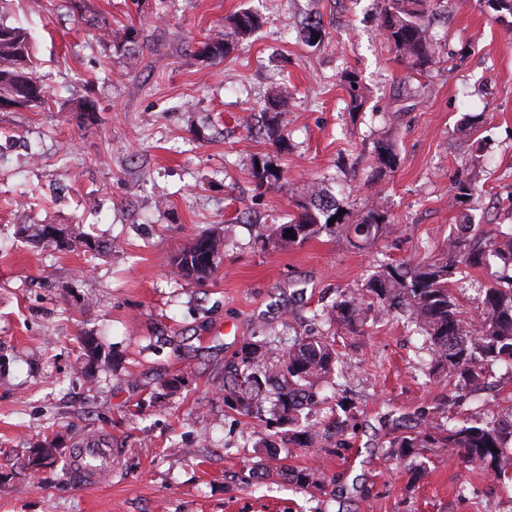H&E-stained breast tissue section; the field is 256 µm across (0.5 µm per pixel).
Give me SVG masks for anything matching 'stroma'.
<instances>
[{
	"label": "stroma",
	"mask_w": 512,
	"mask_h": 512,
	"mask_svg": "<svg viewBox=\"0 0 512 512\" xmlns=\"http://www.w3.org/2000/svg\"><path fill=\"white\" fill-rule=\"evenodd\" d=\"M428 5L433 60L414 68L385 39L383 0H85L80 12L0 0V21L28 30L49 94L0 109V512H512V490L454 449L393 455L398 422L448 408L399 319L343 333L349 376L322 395L351 408L314 447L276 436L274 453L253 447L250 419L219 389L251 339L275 356L295 333L321 331L313 311L360 287L375 259L410 262L423 243L437 255L470 219L512 224V23L482 0ZM244 9L261 28L203 60V42ZM92 15L135 27L136 52L116 53ZM315 16L324 35L310 45L300 31ZM351 75L365 88L357 109ZM85 99L95 111H77ZM381 140L394 168L376 162ZM263 160L280 172L264 186L252 176ZM461 180L481 196L453 200ZM316 181L347 207L379 203L395 232L358 248L326 232L264 244L263 227L285 223ZM22 224L71 225L117 248L61 251L19 235ZM204 229L223 235L224 253L195 283L171 260ZM88 336L103 345L92 383ZM94 432L123 455L109 486L88 489L66 458ZM39 439L57 449L36 478ZM272 455L316 486L265 471Z\"/></svg>",
	"instance_id": "1"
}]
</instances>
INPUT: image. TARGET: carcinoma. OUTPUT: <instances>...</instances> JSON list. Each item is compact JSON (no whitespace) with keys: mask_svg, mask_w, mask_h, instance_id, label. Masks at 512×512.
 Masks as SVG:
<instances>
[{"mask_svg":"<svg viewBox=\"0 0 512 512\" xmlns=\"http://www.w3.org/2000/svg\"><path fill=\"white\" fill-rule=\"evenodd\" d=\"M384 34L398 55L413 67L432 61L431 45L425 35L427 0H384ZM496 19L512 17V0H483ZM90 25L104 33L117 52H128L137 44L138 31L125 27L112 31L109 23L93 18ZM260 26L257 15L245 11L230 19L228 30L203 44L207 60H221L233 43L251 35ZM25 98L24 106L42 107L48 92L31 67L30 36L27 29L0 23V101ZM380 166L397 163L394 145L381 140L376 145ZM259 183L279 178L278 169L262 162L254 165ZM297 212L285 224L272 226L267 244L295 246L316 238L322 232L334 233L357 242L373 244L390 234L393 224L376 204L362 210L344 209L336 196L322 184H310ZM333 225H328L329 220ZM293 230V236L285 235ZM36 236L69 250L78 244L96 251L112 250V245L96 243L89 235L57 224L34 225ZM192 243L174 257L179 274L200 283L213 273L224 252V238L212 230L197 234ZM494 270L493 279L476 291L477 318L467 316L462 300L469 289V271ZM382 319L399 314L411 331L423 337L422 350L430 364L448 376V404L460 406L489 384L493 367L505 364L512 373V225L485 230L479 224L455 225L438 255L416 262L376 260L371 273L356 290H342L329 307L313 313V319L360 333L368 313ZM265 344L251 341L224 379L222 390L240 415L264 420V404L274 415L288 422L290 429L282 442L299 448L318 443L320 428L300 424L308 406H317L316 388L332 373L343 370V355L336 336L297 334L274 362L267 360ZM394 453L410 454L420 448H456L468 466L487 472L503 488H512V407L489 409L475 421L448 424L424 421V428L405 429L392 442ZM288 481L300 488L314 483L304 470L279 467Z\"/></svg>","mask_w":512,"mask_h":512,"instance_id":"obj_1","label":"carcinoma"}]
</instances>
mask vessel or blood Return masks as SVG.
Instances as JSON below:
<instances>
[{
  "label": "vessel or blood",
  "mask_w": 512,
  "mask_h": 512,
  "mask_svg": "<svg viewBox=\"0 0 512 512\" xmlns=\"http://www.w3.org/2000/svg\"><path fill=\"white\" fill-rule=\"evenodd\" d=\"M117 451L105 434H88L77 439L67 460L72 479L85 488H95L112 480Z\"/></svg>",
  "instance_id": "b4317fda"
}]
</instances>
